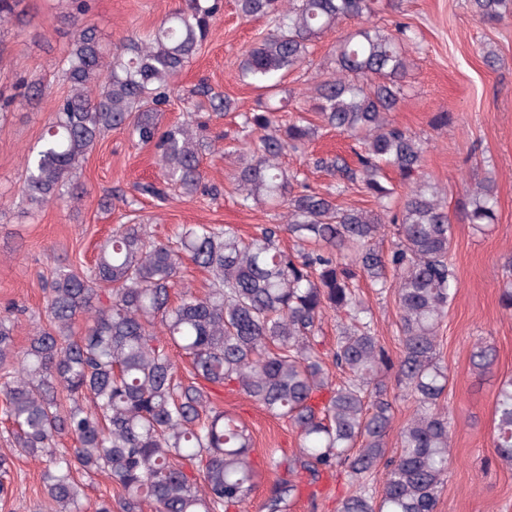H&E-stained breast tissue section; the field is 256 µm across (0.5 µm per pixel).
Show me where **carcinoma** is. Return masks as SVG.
Segmentation results:
<instances>
[{
  "instance_id": "1",
  "label": "carcinoma",
  "mask_w": 512,
  "mask_h": 512,
  "mask_svg": "<svg viewBox=\"0 0 512 512\" xmlns=\"http://www.w3.org/2000/svg\"><path fill=\"white\" fill-rule=\"evenodd\" d=\"M24 0H0V23L21 20ZM63 15L73 25L61 64L68 92L36 150L26 159L20 193L38 209L54 201H79L75 180L105 133L127 127L135 144L155 149L162 184L144 185L160 200L220 189L201 168L208 142L199 127L159 117L176 76L207 40L220 12L218 0H185L145 37L130 36L114 48L95 28L80 23L88 0H67ZM483 23L500 20L512 0H468ZM244 18H265L270 28L240 60L238 76L266 90L309 62L311 48L343 21L360 27L334 50L336 69L308 96L320 125L286 120L273 100L241 112L247 139L228 150L237 158L230 176L245 208L287 209V223L268 224L244 238L230 226L189 224L175 239L151 238L144 224H123L85 271L59 270L48 284L49 326L14 346L12 315H0V394L11 423V455L0 454V493L14 454L38 458L55 512H86L79 471L105 476L113 499L93 512H229L244 505L262 472L247 427L218 409L209 389L235 388L284 420L298 435L301 464L310 474L347 468L356 490L341 512H436L448 477L451 431L440 405L448 368L438 358L439 329L459 283L451 257L452 227L439 188L423 178L420 139L396 124L402 81L408 70V27L391 32L372 21L375 0H237ZM219 117L235 101L208 85L195 91ZM354 141L353 159L311 155L310 167L333 180L324 192L307 183L305 168L283 165L304 151L319 128ZM395 171L404 200L391 206ZM373 198L376 210L338 203L350 187ZM495 182L475 177L466 213L480 229L496 219ZM390 231L385 255L376 239ZM287 234L297 255L280 246ZM208 276L198 297L183 291L184 260ZM364 279L379 294L394 290L399 354L381 343L369 309L357 292ZM499 302L512 311V260ZM348 318L336 343L322 352L318 333L325 317ZM87 320L81 333L79 318ZM188 362L179 376L171 354ZM494 361L484 345L471 354L485 372ZM403 394H390L389 372ZM410 397L416 409L398 430L399 448L386 456L393 403ZM68 435L75 447L59 450ZM494 447L512 465V378L495 393ZM276 475L269 512H282L297 485L288 455L266 462ZM384 469L381 488L373 478Z\"/></svg>"
}]
</instances>
